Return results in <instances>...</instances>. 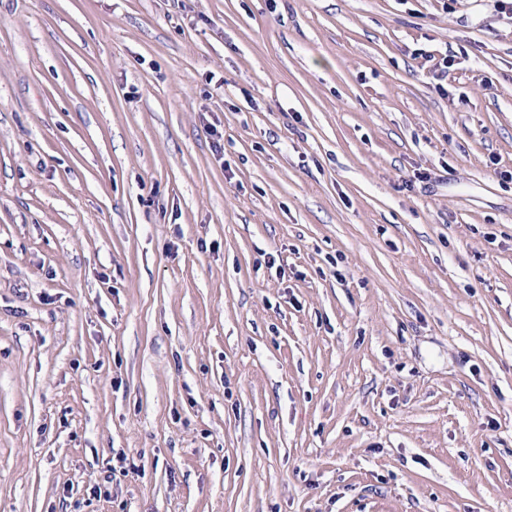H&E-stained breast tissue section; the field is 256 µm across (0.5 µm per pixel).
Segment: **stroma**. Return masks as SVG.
<instances>
[{
	"label": "stroma",
	"instance_id": "35a3bbf8",
	"mask_svg": "<svg viewBox=\"0 0 512 512\" xmlns=\"http://www.w3.org/2000/svg\"><path fill=\"white\" fill-rule=\"evenodd\" d=\"M0 512H512V13L0 0Z\"/></svg>",
	"mask_w": 512,
	"mask_h": 512
}]
</instances>
